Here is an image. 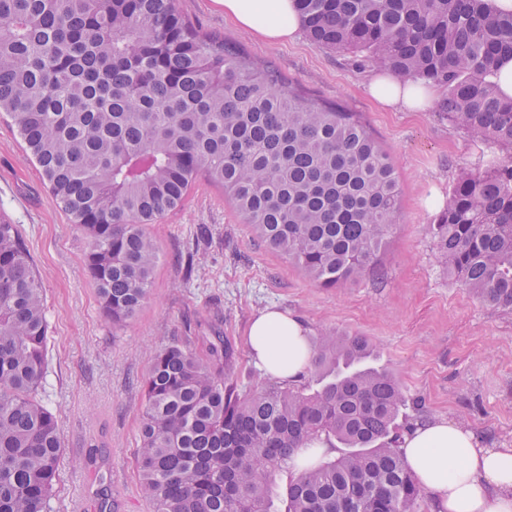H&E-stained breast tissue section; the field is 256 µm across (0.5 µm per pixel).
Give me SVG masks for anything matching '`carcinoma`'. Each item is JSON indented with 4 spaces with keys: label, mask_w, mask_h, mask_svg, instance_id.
<instances>
[{
    "label": "carcinoma",
    "mask_w": 512,
    "mask_h": 512,
    "mask_svg": "<svg viewBox=\"0 0 512 512\" xmlns=\"http://www.w3.org/2000/svg\"><path fill=\"white\" fill-rule=\"evenodd\" d=\"M310 41L443 90L439 111L508 155L462 169L429 225L448 275L512 313V100L491 81L512 59V13L490 0H298ZM0 112L9 114L71 223L112 325L147 299L159 249L147 226L198 176L308 278L370 272L399 220L393 165L339 106L295 91L175 0H0ZM48 321L16 225L0 222V512H51L61 437L37 399ZM367 343L321 336L313 372L363 360ZM224 345L171 343L144 379L141 489L153 512H413L386 371L316 390L224 381ZM346 450L318 463L316 443ZM305 448L310 457L299 458ZM287 476L275 502L273 480Z\"/></svg>",
    "instance_id": "1"
}]
</instances>
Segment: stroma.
<instances>
[{"label": "stroma", "instance_id": "35a3bbf8", "mask_svg": "<svg viewBox=\"0 0 512 512\" xmlns=\"http://www.w3.org/2000/svg\"><path fill=\"white\" fill-rule=\"evenodd\" d=\"M205 30L240 42L258 66L297 90L355 113L388 155L401 217L378 266L333 288L312 283L237 215L223 191L199 179L183 206L148 225L159 259L151 292L122 326L106 316L86 266L87 239L71 224L27 154L14 122L0 116V220L17 225L41 281L49 323L39 397L56 417L62 453L53 512H152L138 475L143 380L170 342L206 352L227 343L229 381L267 384L245 343L254 315L278 308L303 322L310 350L322 334L361 337L371 366L389 371L420 419L468 426L488 445L512 443V313L492 309L450 277L429 226L430 196H448L461 168L502 156L475 144L438 108L380 109L365 85L369 65L321 49L307 36L272 45L226 18L214 0H176Z\"/></svg>", "mask_w": 512, "mask_h": 512}]
</instances>
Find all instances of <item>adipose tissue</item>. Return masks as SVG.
Wrapping results in <instances>:
<instances>
[{
	"mask_svg": "<svg viewBox=\"0 0 512 512\" xmlns=\"http://www.w3.org/2000/svg\"><path fill=\"white\" fill-rule=\"evenodd\" d=\"M238 29L266 43L296 40L302 18L296 0H215ZM370 95L386 110L423 112L438 98L434 84L374 72ZM247 346L263 374L299 378L309 362L306 329L296 317L266 309L253 320ZM401 448L440 512H512V448H489L468 427L438 419L416 425Z\"/></svg>",
	"mask_w": 512,
	"mask_h": 512,
	"instance_id": "1",
	"label": "adipose tissue"
}]
</instances>
